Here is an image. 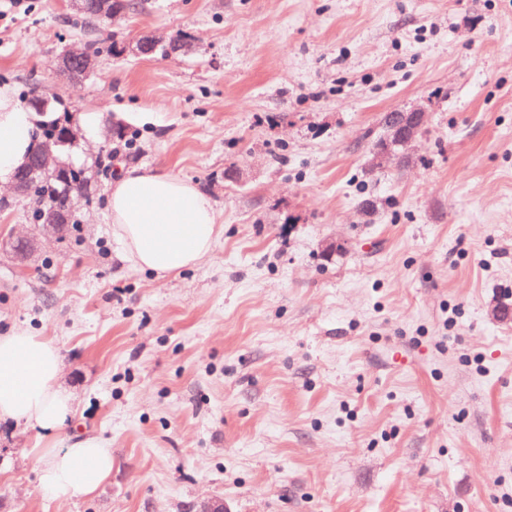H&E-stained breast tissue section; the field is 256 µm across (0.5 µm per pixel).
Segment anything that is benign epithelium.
Listing matches in <instances>:
<instances>
[{"label":"benign epithelium","mask_w":512,"mask_h":512,"mask_svg":"<svg viewBox=\"0 0 512 512\" xmlns=\"http://www.w3.org/2000/svg\"><path fill=\"white\" fill-rule=\"evenodd\" d=\"M96 66V59L86 52H67L58 61V68L66 75L70 83L78 85L81 77L89 75ZM426 122V112L416 108L409 111L391 112L386 116L385 125L390 137L378 144L369 160L370 169L374 170L387 160L395 157L397 151L407 150L419 137ZM78 143V135L70 126L66 127L55 142H34L26 165L19 170L13 190L20 196H30L39 187L43 177L49 173L57 177L62 190H67L75 165L64 158L63 148L73 147ZM43 231L45 237L60 236L67 225L65 207L55 205L43 212ZM18 260L24 262L36 248L37 241L27 235H20L11 241Z\"/></svg>","instance_id":"benign-epithelium-1"}]
</instances>
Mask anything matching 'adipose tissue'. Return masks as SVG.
<instances>
[{"mask_svg": "<svg viewBox=\"0 0 512 512\" xmlns=\"http://www.w3.org/2000/svg\"><path fill=\"white\" fill-rule=\"evenodd\" d=\"M56 113L21 107L11 86H0V184L13 181L26 163L30 134ZM112 235L134 268L163 278L210 254L219 233L210 196L196 182L160 169L126 167L109 189ZM62 361L51 340L20 330L0 334V420L48 437L65 431L75 416L62 385ZM112 471V453L88 436L69 448L41 451L40 481L55 498L94 493Z\"/></svg>", "mask_w": 512, "mask_h": 512, "instance_id": "obj_1", "label": "adipose tissue"}]
</instances>
